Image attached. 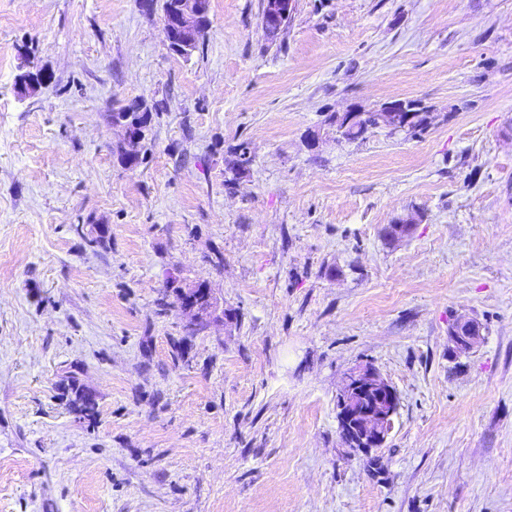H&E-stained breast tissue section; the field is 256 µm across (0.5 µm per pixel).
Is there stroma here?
Wrapping results in <instances>:
<instances>
[{
  "label": "stroma",
  "instance_id": "35a3bbf8",
  "mask_svg": "<svg viewBox=\"0 0 512 512\" xmlns=\"http://www.w3.org/2000/svg\"><path fill=\"white\" fill-rule=\"evenodd\" d=\"M262 2L210 0L184 58L142 0H0V512H512V0H296L273 41ZM396 99L434 124H327ZM365 365L399 397L367 454L336 409ZM482 339L479 324L468 317L460 316L454 323L452 341L459 351H466L474 348Z\"/></svg>",
  "mask_w": 512,
  "mask_h": 512
}]
</instances>
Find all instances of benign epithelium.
I'll return each mask as SVG.
<instances>
[{"label": "benign epithelium", "instance_id": "7a95c632", "mask_svg": "<svg viewBox=\"0 0 512 512\" xmlns=\"http://www.w3.org/2000/svg\"><path fill=\"white\" fill-rule=\"evenodd\" d=\"M294 0H265L263 30L277 34L285 21L291 18ZM209 13L202 10L196 0H182L178 9L162 19L163 30L169 49L177 55L189 56L200 30L208 24ZM416 115L406 109L405 102L391 101L379 109L376 128L405 132L414 123ZM216 302L211 289L203 285L191 298L186 311L199 320L208 307ZM482 339L479 324L468 317L460 316L454 323L452 341L459 351L474 348ZM339 426L358 432L351 442L354 449L364 451L381 446L391 429L392 419L398 409L395 389L380 377L371 366L350 370L343 378L339 394Z\"/></svg>", "mask_w": 512, "mask_h": 512}]
</instances>
